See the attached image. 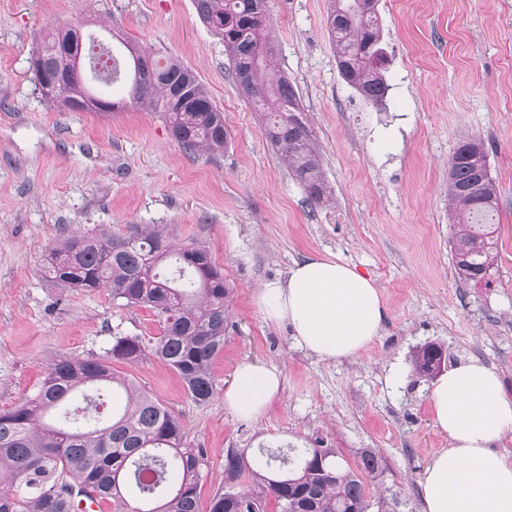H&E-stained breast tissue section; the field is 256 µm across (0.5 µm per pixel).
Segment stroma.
Segmentation results:
<instances>
[{"instance_id":"35a3bbf8","label":"stroma","mask_w":512,"mask_h":512,"mask_svg":"<svg viewBox=\"0 0 512 512\" xmlns=\"http://www.w3.org/2000/svg\"><path fill=\"white\" fill-rule=\"evenodd\" d=\"M267 6L277 67L324 158L326 206L311 205L278 163L194 0H0V409L34 394L52 358H98L113 337L159 335L153 311L122 306L104 288H65L42 270L64 237L156 224L173 243L209 246L233 290L207 404L190 401L154 358L128 368L205 450L202 501L224 487L227 449L250 457L258 445L303 437L352 465L374 451L383 473L369 484L372 498L387 512H423L421 482L448 436L434 423L432 378L412 371L393 384L391 370L438 342L448 367L480 360L512 397V0H379L391 86L379 107L338 71L327 0ZM63 21L123 33L194 70L231 131L223 156L186 153L146 108L47 105L30 62ZM463 135L483 141L500 190L499 271L488 287L457 281L449 246L448 158ZM310 256L356 266L382 295L381 334L356 357L319 359L257 303L262 284ZM244 361L283 379L255 419L224 405Z\"/></svg>"}]
</instances>
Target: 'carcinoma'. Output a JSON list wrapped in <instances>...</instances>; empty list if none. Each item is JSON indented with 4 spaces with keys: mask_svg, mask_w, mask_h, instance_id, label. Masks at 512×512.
I'll return each mask as SVG.
<instances>
[{
    "mask_svg": "<svg viewBox=\"0 0 512 512\" xmlns=\"http://www.w3.org/2000/svg\"><path fill=\"white\" fill-rule=\"evenodd\" d=\"M368 0H328L327 24L343 79L368 103L382 105L390 85L386 69L370 63L386 55L379 18ZM209 30L224 42L228 74L260 112L281 162L304 188L308 200H331L321 156L311 138L296 91L275 71L277 47L267 28V0H195ZM56 31L36 51L56 78L58 90L41 98L70 112H112L126 105L158 112L187 152L211 158L224 154L231 138L224 113L197 74L174 57L163 60L137 44L112 36L119 50L88 37V70L110 86L128 80L120 102L90 94L78 52ZM461 140L451 159L448 184L450 247L457 276L490 284L497 271L498 189L488 153ZM470 188L473 204L458 203L455 189ZM47 272L69 288H106L112 300L144 307L161 319L157 336H116L103 358H56L37 392L0 411V512H77L84 499L110 502L114 512H202L204 451L194 447L172 409L116 368L151 355L181 379L191 399L203 405L217 391L213 365L224 352L230 288L206 245H175L155 224H138L128 234L101 232L63 239L46 256ZM445 356L436 343L421 345L415 371L432 374ZM87 387L112 390L117 405L104 420L85 394L82 414L64 406ZM380 458L361 455L357 468L343 465L335 448H261L253 463L236 449L224 460V489L208 512H368L365 478Z\"/></svg>",
    "mask_w": 512,
    "mask_h": 512,
    "instance_id": "obj_1",
    "label": "carcinoma"
}]
</instances>
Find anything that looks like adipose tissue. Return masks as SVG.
<instances>
[{
  "mask_svg": "<svg viewBox=\"0 0 512 512\" xmlns=\"http://www.w3.org/2000/svg\"><path fill=\"white\" fill-rule=\"evenodd\" d=\"M265 318L292 326L297 344L327 361L357 356L379 337L385 318L373 280L338 259L309 257L257 294ZM276 369L244 362L224 393L237 415L261 416L280 392ZM437 426L450 440L422 481L424 512H512V457L491 442L512 429V398L498 374L473 359L439 377L431 390Z\"/></svg>",
  "mask_w": 512,
  "mask_h": 512,
  "instance_id": "obj_1",
  "label": "adipose tissue"
}]
</instances>
